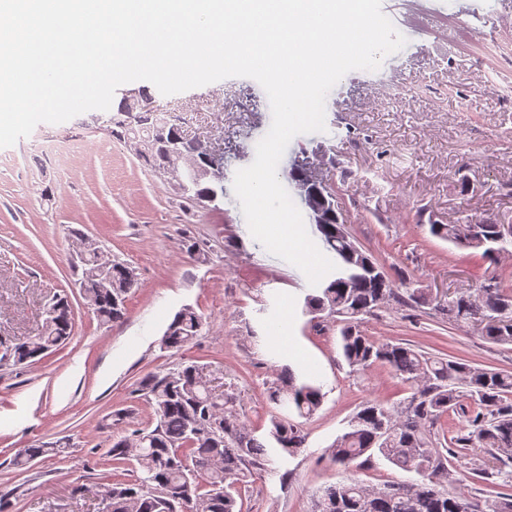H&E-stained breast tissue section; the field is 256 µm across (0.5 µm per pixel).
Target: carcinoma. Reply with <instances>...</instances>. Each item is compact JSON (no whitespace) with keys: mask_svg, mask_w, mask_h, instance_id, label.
<instances>
[{"mask_svg":"<svg viewBox=\"0 0 512 512\" xmlns=\"http://www.w3.org/2000/svg\"><path fill=\"white\" fill-rule=\"evenodd\" d=\"M127 93L103 120L113 137L131 143L153 168L160 159L148 152L152 124L126 121ZM181 196L193 199L210 187L209 178L188 171ZM323 248L336 270L303 298L302 314L316 325L340 326L342 356L350 372L364 374L384 366L409 386L410 396L396 404L364 400L345 431L327 448L330 462L347 476L321 489L311 512H512V372L479 369L409 344L378 342L360 322L390 300L417 307L428 301L426 288L394 287L387 272L355 245L343 224H319ZM430 234L458 248L477 250L491 263L512 252V235L500 222L467 217L461 224H431ZM80 294L102 325L123 318L128 294L137 287L135 270L112 260L104 266L93 242L84 244L75 265ZM435 311L456 324L477 327L485 340L512 345V292L498 286L443 295ZM204 315L181 309L168 324L160 349L180 351L199 336ZM73 332L68 297L46 310L41 332L33 337L0 339V363L23 365L64 345ZM135 393L151 409L155 425L138 427L108 449L115 468L138 466L132 480L101 484L107 512H243L250 484L279 464L287 483L290 460L304 448L301 424L274 415L264 431L245 419L231 383L215 394L207 365L184 361L164 374H148ZM268 400L310 418L320 408L322 385L289 365L267 388ZM61 444L26 448L13 460L27 470L36 460L63 452ZM390 463L419 476L415 482L367 487L353 471ZM487 487L483 500L465 492L469 480Z\"/></svg>","mask_w":512,"mask_h":512,"instance_id":"carcinoma-1","label":"carcinoma"}]
</instances>
